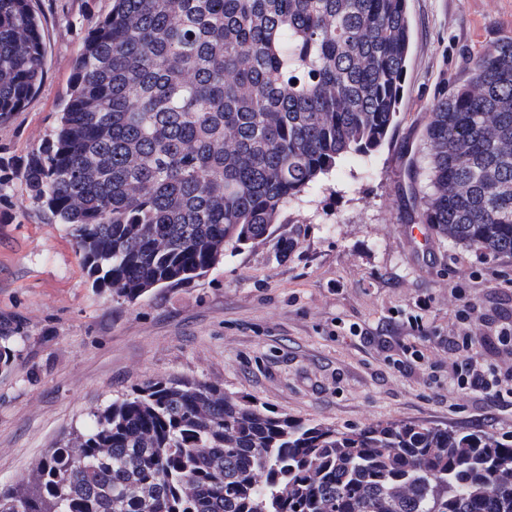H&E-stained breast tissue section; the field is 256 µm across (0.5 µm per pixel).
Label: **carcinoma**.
Returning a JSON list of instances; mask_svg holds the SVG:
<instances>
[{
	"mask_svg": "<svg viewBox=\"0 0 512 512\" xmlns=\"http://www.w3.org/2000/svg\"><path fill=\"white\" fill-rule=\"evenodd\" d=\"M407 0H113L84 32L62 112L0 155L92 287L134 302L268 240L344 164L368 163L403 103ZM46 74L32 0H0V125ZM412 222L512 256V35L427 107ZM0 329V369L15 358ZM32 477L28 512H512V434L396 422L341 431L155 380L94 414Z\"/></svg>",
	"mask_w": 512,
	"mask_h": 512,
	"instance_id": "cac0c4a2",
	"label": "carcinoma"
}]
</instances>
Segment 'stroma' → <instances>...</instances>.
Returning a JSON list of instances; mask_svg holds the SVG:
<instances>
[{
	"instance_id": "stroma-1",
	"label": "stroma",
	"mask_w": 512,
	"mask_h": 512,
	"mask_svg": "<svg viewBox=\"0 0 512 512\" xmlns=\"http://www.w3.org/2000/svg\"><path fill=\"white\" fill-rule=\"evenodd\" d=\"M412 45L393 139L366 167L290 206L274 242L224 254L195 284L130 303L92 287L69 228L44 223L22 184L0 200V323L16 357L0 370V487L26 477L66 434L147 382L188 379L277 413L337 429L379 421L511 433L512 403L449 391L446 341L479 333L493 365L512 324V257L480 252L406 220L408 151L428 105L469 76V62L512 34V0H407ZM46 78L0 126V149L23 155L50 134L81 39L112 0H35ZM474 304L461 316L464 300ZM418 357H411V350Z\"/></svg>"
}]
</instances>
